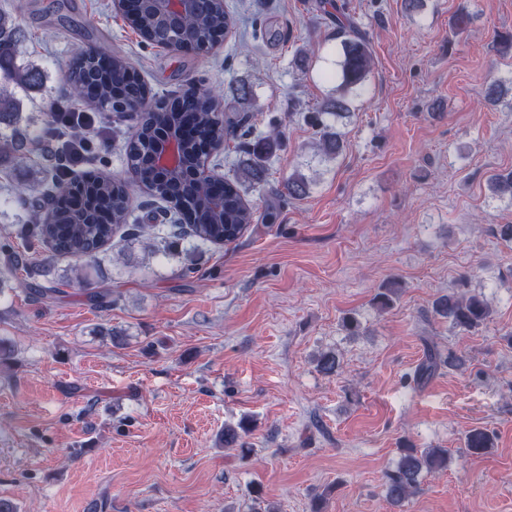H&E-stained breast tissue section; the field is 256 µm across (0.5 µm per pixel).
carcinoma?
<instances>
[{
    "instance_id": "carcinoma-1",
    "label": "carcinoma",
    "mask_w": 512,
    "mask_h": 512,
    "mask_svg": "<svg viewBox=\"0 0 512 512\" xmlns=\"http://www.w3.org/2000/svg\"><path fill=\"white\" fill-rule=\"evenodd\" d=\"M128 25L142 40L156 46L165 39L157 28L153 16L143 9L139 0H126L123 12ZM232 18L224 8V0H198L182 18V28L197 45L215 46L231 34ZM21 29L15 19L0 12V79L20 89H30L41 83L40 71L18 62ZM336 37L341 39L342 57L336 73L327 72V79L336 78V97L326 102L317 112L313 126L317 136L316 147L321 156L340 157L345 151L344 134L331 123L333 118L349 114L348 96L362 89L373 66L369 38L362 33L353 17L347 12L346 3L336 4ZM65 95L70 99L93 104L107 101L112 111L123 103L146 107L139 113L133 126L132 141L127 153L131 168L141 175L149 193L167 200L177 208H185L183 216L189 228L178 224L172 229L165 224H139L130 221L131 205L125 181L102 172H88L81 179V203L86 222L72 220L69 209L50 208L37 204L30 223L20 224L17 237L28 243V249L42 247L51 253L69 257L78 262L74 267L75 278L88 280L87 264L94 263L112 245V238L120 236L129 241L147 234L155 253H167L171 239L193 238L203 244L228 246L237 241L255 220L254 212L246 203L242 187L245 183H259L265 174V161L281 146V134L276 124L247 151L249 158L241 167V175L226 177L202 185L195 179L200 163L201 145L208 141L218 147L228 135L223 119L214 107L215 95L211 88L201 85L193 92L174 98L170 105H148L150 89L139 73L122 57L96 49L76 54L63 73ZM19 119V103L14 93L0 85V125L14 127ZM181 133V159L174 171L158 174L148 165L147 152L155 141L170 132ZM45 140L36 136L26 143L13 135L0 133V162L13 159L24 161L34 150H43ZM496 193L512 196V170L493 173L489 178ZM312 181L300 171L288 178V197L302 198L310 193ZM0 249L9 254V265L0 271V277L23 269L29 276H47L50 270L34 256L13 251L6 242ZM436 316L460 331L470 332L490 321L492 309L487 300L478 295L453 291L441 295L433 303ZM463 364V359L453 353L448 357L434 344H426L424 358L415 371V382L424 383L434 377L441 366L450 368ZM318 369L333 375L341 363L333 351H326L317 358ZM464 445L471 454L482 455L493 447L489 433L481 428L465 432ZM448 467V449L417 448L406 445L399 449V457L383 476L386 500L403 505L418 489L425 472L433 473Z\"/></svg>"
}]
</instances>
